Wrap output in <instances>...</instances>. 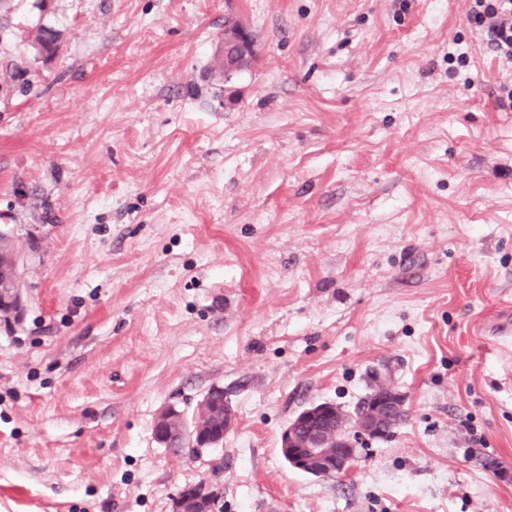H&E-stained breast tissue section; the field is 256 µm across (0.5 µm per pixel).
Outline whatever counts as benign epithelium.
<instances>
[{"label": "benign epithelium", "instance_id": "benign-epithelium-1", "mask_svg": "<svg viewBox=\"0 0 512 512\" xmlns=\"http://www.w3.org/2000/svg\"><path fill=\"white\" fill-rule=\"evenodd\" d=\"M255 56V41L252 35L231 22L224 25V73L242 70L251 65ZM8 276L0 272V313L6 311L18 315L22 307L21 284L17 271V260L11 261ZM210 397L201 401V418L188 423L184 414L173 408L164 409L158 416L153 432L155 440L167 447L173 443H190L208 447V405ZM404 397L391 385L377 381L367 403L354 413L346 412L336 404L325 402L321 409L331 411L340 418L351 420L352 436L340 447V441L332 430L313 432L305 437L298 434L294 421H289L281 435V448L288 454L291 465L303 472L319 476L347 473L356 457L357 445L367 437L381 439L385 432L379 425L384 416L405 411ZM194 487L182 490L174 503L173 512H195L198 499Z\"/></svg>", "mask_w": 512, "mask_h": 512}]
</instances>
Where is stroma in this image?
<instances>
[{"mask_svg": "<svg viewBox=\"0 0 512 512\" xmlns=\"http://www.w3.org/2000/svg\"><path fill=\"white\" fill-rule=\"evenodd\" d=\"M470 0H0V512H512V66ZM251 66L203 81L225 21ZM58 51H38L42 29ZM408 420L345 476L307 406ZM220 448L153 438L212 385ZM12 270L9 276L1 273L0 263V313L7 310V315L18 316L22 307L21 284L17 271L16 251L11 261ZM405 407L404 397L391 385L379 380L366 405H362L355 413L346 412L331 402H324L316 411L327 410L335 413L336 417L350 418L353 434L350 440L344 443V448L339 447L342 443L332 430L300 436L293 420L288 422L282 432L281 448L288 454V460L295 469L319 476L346 474L355 461L356 447L360 441L365 437L381 439L386 433L387 438L392 435L397 427L406 421V417L395 423L388 432H383L379 422L384 419L385 414L406 412ZM195 489L199 493V497L202 500H207V504H212L214 501V493L208 492L202 485L195 486ZM194 486L186 487L182 490L179 497L174 503V512H197L194 509L198 506V499L196 498L197 491Z\"/></svg>", "mask_w": 512, "mask_h": 512, "instance_id": "1", "label": "stroma"}]
</instances>
